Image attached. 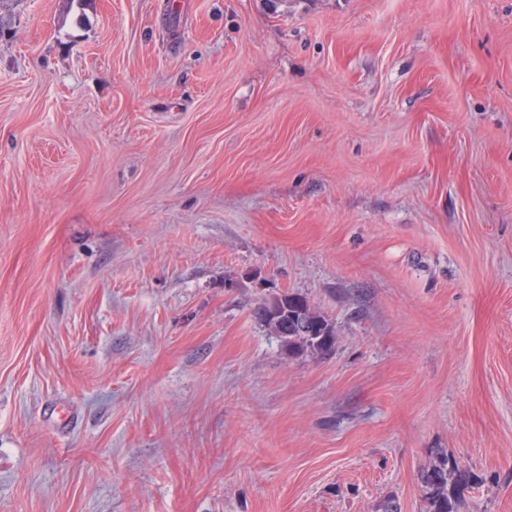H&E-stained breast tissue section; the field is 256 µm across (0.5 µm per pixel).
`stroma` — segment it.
I'll return each mask as SVG.
<instances>
[{
  "label": "stroma",
  "mask_w": 512,
  "mask_h": 512,
  "mask_svg": "<svg viewBox=\"0 0 512 512\" xmlns=\"http://www.w3.org/2000/svg\"><path fill=\"white\" fill-rule=\"evenodd\" d=\"M179 2L0 0V512H512V0ZM256 318L272 329L288 352L329 355L336 343V331L330 320L317 312L299 294L281 291L261 304ZM307 329L310 333H304ZM472 478L470 470L448 457L423 471L420 487L426 512H458L460 493L469 487Z\"/></svg>",
  "instance_id": "stroma-1"
}]
</instances>
